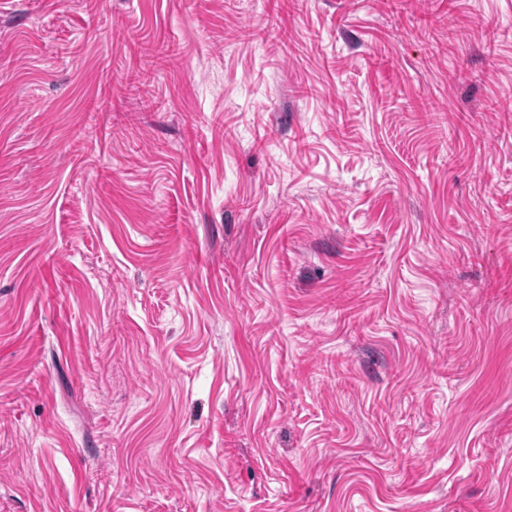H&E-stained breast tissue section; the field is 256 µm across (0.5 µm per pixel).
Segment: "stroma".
Here are the masks:
<instances>
[{
  "mask_svg": "<svg viewBox=\"0 0 512 512\" xmlns=\"http://www.w3.org/2000/svg\"><path fill=\"white\" fill-rule=\"evenodd\" d=\"M270 11L0 0V512H512V0Z\"/></svg>",
  "mask_w": 512,
  "mask_h": 512,
  "instance_id": "obj_1",
  "label": "stroma"
}]
</instances>
